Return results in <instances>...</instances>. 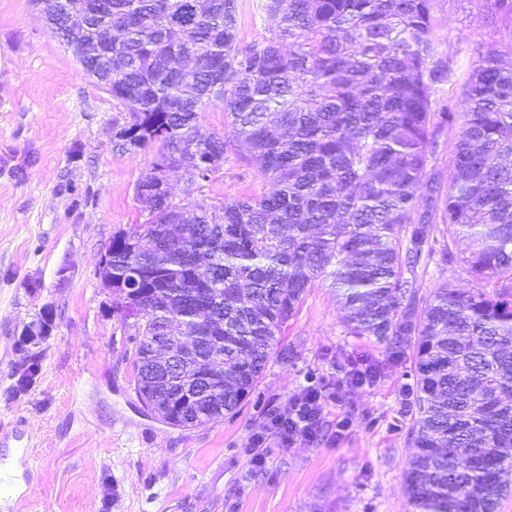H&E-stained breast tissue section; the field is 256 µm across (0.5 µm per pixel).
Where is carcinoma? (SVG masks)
I'll return each mask as SVG.
<instances>
[{"label": "carcinoma", "instance_id": "obj_1", "mask_svg": "<svg viewBox=\"0 0 512 512\" xmlns=\"http://www.w3.org/2000/svg\"><path fill=\"white\" fill-rule=\"evenodd\" d=\"M59 39L107 38L77 58L129 121L122 153L159 146L137 184L145 223L112 237V295L135 350V391L176 425L232 415L256 387L308 290L331 281L346 334L385 345L382 368L412 349L416 374L404 491L411 512H497L512 493V59L476 48L456 110L444 85L433 0H262V41L238 35L239 0H34ZM512 19V0H487ZM84 15L70 29L66 16ZM221 106L231 135L200 132ZM456 129L448 184L431 165ZM267 194L193 199L229 154ZM186 179L173 201L168 172ZM471 240L466 273L425 297L437 225ZM201 311L224 323L215 344ZM217 361L171 376L157 359L182 338Z\"/></svg>", "mask_w": 512, "mask_h": 512}]
</instances>
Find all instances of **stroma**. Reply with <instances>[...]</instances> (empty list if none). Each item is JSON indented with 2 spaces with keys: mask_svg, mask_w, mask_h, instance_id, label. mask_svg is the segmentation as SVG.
Masks as SVG:
<instances>
[{
  "mask_svg": "<svg viewBox=\"0 0 512 512\" xmlns=\"http://www.w3.org/2000/svg\"><path fill=\"white\" fill-rule=\"evenodd\" d=\"M485 0H434L441 51L463 105L473 47L512 55V22L491 19ZM128 113L84 76L31 0H0V467L9 466L0 512H410L404 471L411 454L404 356L357 386L353 366L383 360L366 336L344 332L336 289H309L256 388L223 420L168 425L135 393L136 344L96 274L113 235L144 223L135 198L156 148L115 152L114 123ZM254 168L229 157L197 199L217 204L268 192ZM443 280L473 290L471 248L456 239ZM50 315L40 344L25 326ZM320 391L321 435L267 437L257 463L248 447L301 390Z\"/></svg>",
  "mask_w": 512,
  "mask_h": 512,
  "instance_id": "stroma-1",
  "label": "stroma"
}]
</instances>
